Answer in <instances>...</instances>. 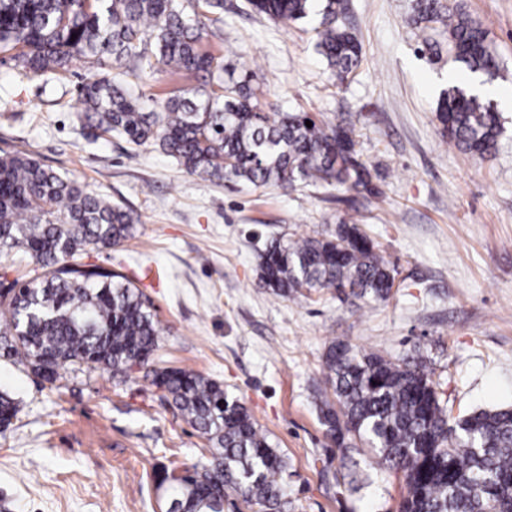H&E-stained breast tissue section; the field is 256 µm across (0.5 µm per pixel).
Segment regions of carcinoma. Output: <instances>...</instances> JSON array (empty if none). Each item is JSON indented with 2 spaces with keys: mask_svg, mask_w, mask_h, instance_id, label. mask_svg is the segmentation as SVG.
Wrapping results in <instances>:
<instances>
[{
  "mask_svg": "<svg viewBox=\"0 0 512 512\" xmlns=\"http://www.w3.org/2000/svg\"><path fill=\"white\" fill-rule=\"evenodd\" d=\"M284 24L312 25L316 48L344 83L361 66L362 44L343 19L347 0H250ZM224 0H0V53L27 76L95 69L79 91V120L136 147L157 145L204 181L256 188L334 186L377 195L356 150L354 126L306 112H260L247 77L224 80V58L200 50ZM435 64L459 76L436 108L441 137L465 153L492 154L503 128L492 102L469 92L472 74L500 77L484 24L444 0H417L409 20ZM77 38H72V35ZM161 65L199 85L145 111L137 80ZM312 127L306 126V121ZM132 211L27 150H0V257L30 260L41 274L0 289L9 330L0 352L54 384L71 365L122 381L144 372L150 385L203 438L210 456L163 472L157 488L180 512H224V504L288 512V462L248 407L216 380L155 366L159 330L151 299L123 274L85 264L89 251L121 245ZM258 286L278 298L333 290L369 306L389 298L394 275L359 219H340L332 238L273 242L260 256ZM322 372L334 399L318 403L335 448H368L403 474L400 512H512V407L478 409L448 421L428 357L394 360L343 341L328 347ZM19 403L0 393V430Z\"/></svg>",
  "mask_w": 512,
  "mask_h": 512,
  "instance_id": "carcinoma-1",
  "label": "carcinoma"
}]
</instances>
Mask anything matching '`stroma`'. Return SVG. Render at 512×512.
I'll list each match as a JSON object with an SVG mask.
<instances>
[{"label": "stroma", "mask_w": 512, "mask_h": 512, "mask_svg": "<svg viewBox=\"0 0 512 512\" xmlns=\"http://www.w3.org/2000/svg\"><path fill=\"white\" fill-rule=\"evenodd\" d=\"M416 0H349L364 62L333 86L304 24L286 26L248 0H224L202 47L250 68L263 111L351 113L357 148L382 191L227 188L187 173L156 146L82 127L84 62L31 78L0 61V148L31 152L139 217L121 246L84 254L152 300L156 364L185 367L240 399L288 459L294 512H397L402 474L348 448L330 452L318 418L322 356L332 342L434 362L453 412L512 404V112L494 154L447 147L435 107L448 70L429 62L408 21ZM490 31L512 100V0H459ZM394 271L390 297L360 311L331 291L282 299L258 288L274 238L331 237L350 210ZM21 402L0 432V512H159L154 472L203 460L206 442L142 373L70 367L54 384L0 359V391Z\"/></svg>", "instance_id": "obj_1"}]
</instances>
